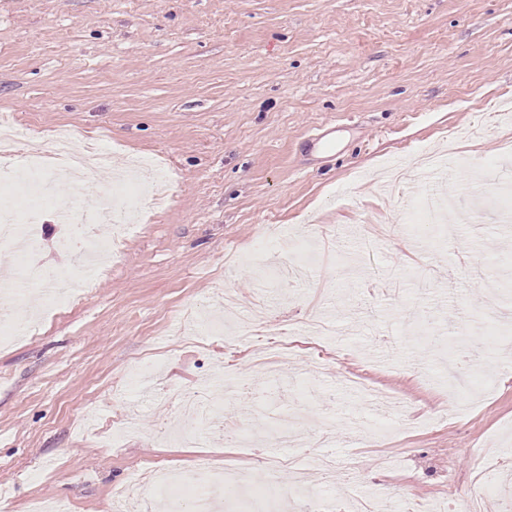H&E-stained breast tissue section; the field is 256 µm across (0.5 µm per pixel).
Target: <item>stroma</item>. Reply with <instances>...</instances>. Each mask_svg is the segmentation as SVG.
Listing matches in <instances>:
<instances>
[{
  "label": "stroma",
  "mask_w": 512,
  "mask_h": 512,
  "mask_svg": "<svg viewBox=\"0 0 512 512\" xmlns=\"http://www.w3.org/2000/svg\"><path fill=\"white\" fill-rule=\"evenodd\" d=\"M508 98L512 0H0V115L174 177L92 298L0 345V512L36 497L107 512L152 466L247 464L217 433L159 437L182 424L163 387L217 373L302 410L309 468L327 431L363 457L311 485L310 512H460L477 484L479 512H500L512 468L476 474L471 450L512 449ZM41 226L39 260L84 275L50 214ZM262 237L281 243L268 268L311 278L269 292L240 261ZM228 294L295 342L278 379L259 342L188 334ZM351 375L394 399L382 429Z\"/></svg>",
  "instance_id": "stroma-1"
}]
</instances>
